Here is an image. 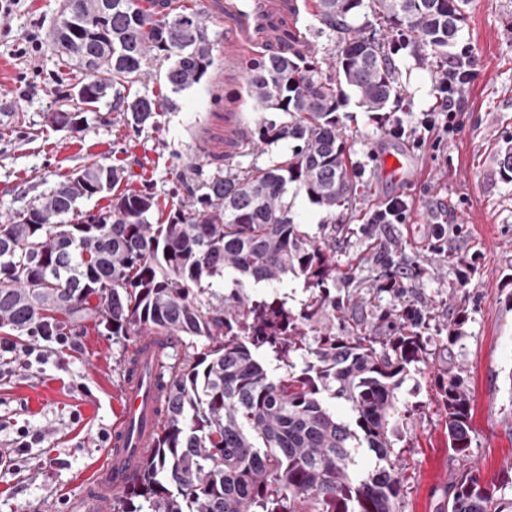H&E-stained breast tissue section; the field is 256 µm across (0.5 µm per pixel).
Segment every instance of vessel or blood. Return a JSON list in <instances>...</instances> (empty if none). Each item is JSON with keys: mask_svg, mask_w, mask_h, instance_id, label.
Here are the masks:
<instances>
[{"mask_svg": "<svg viewBox=\"0 0 512 512\" xmlns=\"http://www.w3.org/2000/svg\"><path fill=\"white\" fill-rule=\"evenodd\" d=\"M206 7L211 16L223 20L228 51L235 58L252 48L278 51L274 27L280 17L298 9L296 0H206ZM140 347L138 370L124 387L125 411L116 424L115 450L94 493L76 497L73 512H112L113 492L126 485L149 444L158 418L157 391L149 378L155 356L150 339H143Z\"/></svg>", "mask_w": 512, "mask_h": 512, "instance_id": "1", "label": "vessel or blood"}]
</instances>
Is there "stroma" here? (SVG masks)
Masks as SVG:
<instances>
[{
    "mask_svg": "<svg viewBox=\"0 0 512 512\" xmlns=\"http://www.w3.org/2000/svg\"><path fill=\"white\" fill-rule=\"evenodd\" d=\"M62 8L63 0H19L0 15V222L94 161L123 169L130 188L148 190L168 207L190 205L202 177L196 129L217 113L248 126L262 115L236 68L224 62L223 22H209L213 66L199 84L173 95L176 106L159 127L136 128L114 112L77 132L50 122L82 78L47 38ZM457 45L423 70L420 85L408 77L414 60L400 51V94L384 111H365L353 99L340 109L359 193L352 209L331 217L302 194L292 207L297 223L334 247L339 268L353 271L336 279L346 328L362 326L381 338L401 303L427 314V354L399 389L413 409L395 443L399 512H439L449 483L471 471L512 502V182L498 165L500 149L512 143V0H477ZM464 47L475 77L460 102L462 125L439 147L415 146L408 131L424 113L439 115L438 81ZM396 125L406 136L392 135ZM390 155L404 164L400 177L384 168ZM397 195L412 204L405 223H371ZM383 251L402 268L404 298L375 288ZM461 310L467 319L452 345L448 328ZM70 337L74 346L64 350L16 337L18 347L35 344L44 354L29 366L0 353V448L18 462L17 470H0V512H71L73 498L92 489L109 458L124 412L126 346L91 324ZM448 369L461 373L470 396L466 457L448 448L438 387ZM27 431L42 439L19 447Z\"/></svg>",
    "mask_w": 512,
    "mask_h": 512,
    "instance_id": "stroma-1",
    "label": "stroma"
}]
</instances>
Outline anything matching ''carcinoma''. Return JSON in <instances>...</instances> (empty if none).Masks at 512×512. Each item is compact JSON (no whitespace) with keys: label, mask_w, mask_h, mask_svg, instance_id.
<instances>
[{"label":"carcinoma","mask_w":512,"mask_h":512,"mask_svg":"<svg viewBox=\"0 0 512 512\" xmlns=\"http://www.w3.org/2000/svg\"><path fill=\"white\" fill-rule=\"evenodd\" d=\"M80 0L79 15L62 12L64 26L49 33L66 55H98L82 79L73 109L53 113L59 128L77 130L108 107L133 126H159L171 99L127 93L151 61L168 62L163 80L177 94L201 82L214 64V43L198 10L169 11L162 19L137 0ZM474 0H317L315 19L336 35V57L318 56L300 32L285 29L278 55L252 60L248 95L263 112L247 132L251 154L279 141L295 143L277 161L246 167L212 156V172L190 212L159 209L147 191L113 195L91 219L82 199L109 193L124 171L92 163L0 224V329L27 336L39 323L59 329L87 321L115 338L155 337L160 348V410L155 446L129 485L112 498L113 512H399V455L392 437L409 417L397 390L423 361L425 316L411 304L396 313L394 334L378 340L363 331L339 336L331 322L343 305L331 296L336 259L325 239L309 235L292 215L295 193L333 214L352 204L357 187L336 112L352 92L368 112H382L398 92L387 37L352 19L367 8L404 37L419 67L455 47ZM112 43V53L100 49ZM102 72L108 81L96 78ZM114 89L107 100V89ZM377 291L403 295L398 269L388 262ZM235 288L219 292L225 275ZM309 291L299 310L277 296L253 299L244 290L271 288L288 275ZM327 321L314 342L304 328ZM284 363L269 374L259 350ZM303 360L296 369L291 356ZM448 448L467 454L471 406L461 372L439 376ZM343 402L352 421L329 401ZM368 449L376 466L361 465ZM446 512H512L473 473L448 486Z\"/></svg>","instance_id":"carcinoma-1"}]
</instances>
